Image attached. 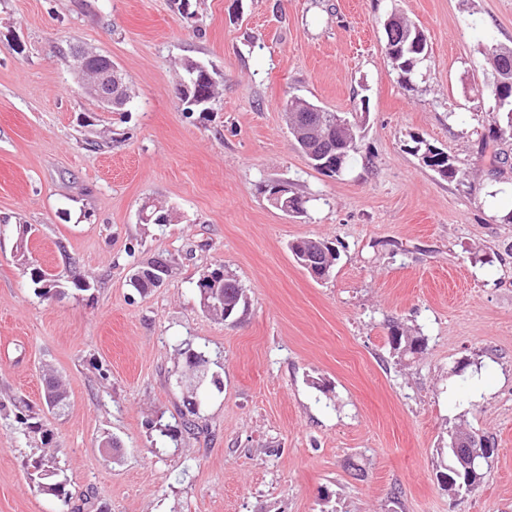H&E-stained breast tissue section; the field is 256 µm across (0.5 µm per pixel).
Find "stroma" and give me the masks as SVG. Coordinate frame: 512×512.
<instances>
[{
    "instance_id": "obj_1",
    "label": "stroma",
    "mask_w": 512,
    "mask_h": 512,
    "mask_svg": "<svg viewBox=\"0 0 512 512\" xmlns=\"http://www.w3.org/2000/svg\"><path fill=\"white\" fill-rule=\"evenodd\" d=\"M393 13L427 38L409 88L385 48ZM73 46L111 57L125 111L81 92ZM496 46L512 47V0H0V512L59 510L9 408L41 407L47 367L68 401L43 424L79 512H512V161L491 158L512 139L485 147ZM187 58L215 72L209 111L174 95ZM291 97L356 112L341 174L297 147ZM273 181L303 214L270 204ZM148 199L179 221L139 223ZM20 224L62 299L23 275ZM300 238L336 249L330 278L298 265ZM155 258L172 275L138 293L130 271ZM219 264L247 297L233 323L196 295ZM395 329L423 351L393 349ZM188 350L210 359L192 413ZM159 417L177 441L157 443ZM458 427L495 452L455 494L437 473Z\"/></svg>"
}]
</instances>
